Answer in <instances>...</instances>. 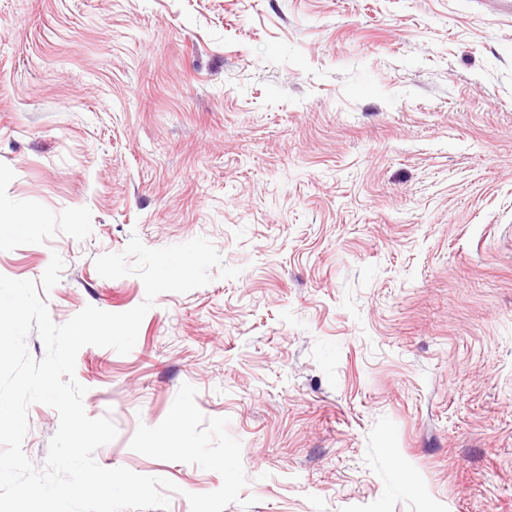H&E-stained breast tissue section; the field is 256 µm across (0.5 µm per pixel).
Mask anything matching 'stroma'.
I'll return each instance as SVG.
<instances>
[{
  "label": "stroma",
  "instance_id": "obj_1",
  "mask_svg": "<svg viewBox=\"0 0 512 512\" xmlns=\"http://www.w3.org/2000/svg\"><path fill=\"white\" fill-rule=\"evenodd\" d=\"M0 211L58 324L144 300L94 265L134 234L240 268L76 357L96 461L169 512L222 484L130 448L185 383L241 443L225 512H512V0H0Z\"/></svg>",
  "mask_w": 512,
  "mask_h": 512
}]
</instances>
